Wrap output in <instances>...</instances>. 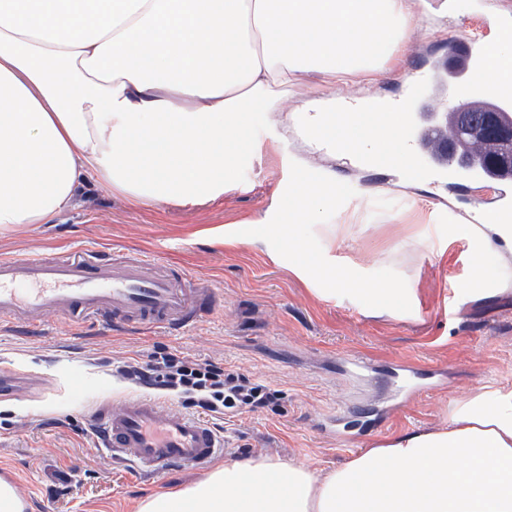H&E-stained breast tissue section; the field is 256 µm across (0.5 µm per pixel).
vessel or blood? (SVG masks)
<instances>
[{
  "instance_id": "b4317fda",
  "label": "vessel or blood",
  "mask_w": 512,
  "mask_h": 512,
  "mask_svg": "<svg viewBox=\"0 0 512 512\" xmlns=\"http://www.w3.org/2000/svg\"><path fill=\"white\" fill-rule=\"evenodd\" d=\"M457 77H449L435 63L429 79L411 76L394 119L410 126L406 145L412 158L410 173H417L418 158L434 152L448 158V142L432 149L424 141L431 129L420 111V98L456 95L461 100L493 105L505 121H512V82L486 83L482 61L484 43L465 34L452 38ZM465 178L494 188L492 203H478L479 221L512 225V177L491 171L479 153L469 155ZM217 306V294L206 280L186 274L175 262H161L150 252L105 256L86 248L70 249L64 256L31 253L25 257L0 256V325L36 332L57 317L73 325L102 323L116 330L166 329L182 331ZM39 377L0 369V398H14L41 386ZM90 420L104 447L146 471L204 470L224 453V439L201 418L177 411L168 402L148 396L127 398L121 405L96 406Z\"/></svg>"
}]
</instances>
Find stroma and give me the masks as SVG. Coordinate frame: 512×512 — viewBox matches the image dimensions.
Here are the masks:
<instances>
[{"label":"stroma","instance_id":"obj_1","mask_svg":"<svg viewBox=\"0 0 512 512\" xmlns=\"http://www.w3.org/2000/svg\"><path fill=\"white\" fill-rule=\"evenodd\" d=\"M427 27V21L415 23L408 53L384 67L371 88L374 97L397 98L407 75L430 73L433 61L447 56V40L430 38ZM252 125L258 139L279 137L282 150L242 161L241 190L221 201L133 204L86 182L67 212L0 233V254L15 257L59 256L73 247L151 249L160 260L185 264L192 275L208 279L224 306L183 333L115 332L91 323L77 330L59 321L35 336L0 328V367L46 379L41 393L0 399V467L18 475L35 512H136L144 495L197 480V473L181 471L140 476L98 447L90 426L100 400L117 403L138 392L116 375L117 362L147 358L158 346L223 359L226 368L282 390L277 411L225 423L229 460L261 453L335 467L396 435L442 427L451 401L488 379L512 381V265L487 260L484 277L501 293L474 297L471 244L448 240L449 225L466 223L475 197L490 195V188L475 184L462 194L444 174L429 171L411 180L401 165L355 166L316 152L296 126L271 125L260 112ZM294 161L355 189L332 218L356 227L354 238L337 246L336 261L363 273H400L410 311L320 296L268 242L245 236L225 244V226L245 230L275 213ZM423 235L433 251L413 250L412 239ZM353 353L371 360L369 374L344 366ZM403 363L441 366L446 374L436 386L400 394L383 378ZM331 415L342 420L335 434L321 428ZM63 480L70 491L55 496Z\"/></svg>","mask_w":512,"mask_h":512}]
</instances>
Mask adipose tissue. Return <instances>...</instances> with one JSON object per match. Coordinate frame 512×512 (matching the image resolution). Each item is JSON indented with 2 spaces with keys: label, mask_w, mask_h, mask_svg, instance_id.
Wrapping results in <instances>:
<instances>
[{
  "label": "adipose tissue",
  "mask_w": 512,
  "mask_h": 512,
  "mask_svg": "<svg viewBox=\"0 0 512 512\" xmlns=\"http://www.w3.org/2000/svg\"><path fill=\"white\" fill-rule=\"evenodd\" d=\"M429 0H0V231L46 223L91 180L134 202L196 205L239 190L250 117L287 121L289 89L320 78L303 132L368 163L406 155L394 120L342 115L347 78L405 55ZM512 254V225L452 224ZM137 512H512V382L451 402L405 433L317 469L230 460Z\"/></svg>",
  "instance_id": "adipose-tissue-1"
}]
</instances>
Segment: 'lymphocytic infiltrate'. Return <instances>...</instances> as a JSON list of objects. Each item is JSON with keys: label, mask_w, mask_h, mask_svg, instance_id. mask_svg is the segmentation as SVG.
I'll return each instance as SVG.
<instances>
[{"label": "lymphocytic infiltrate", "mask_w": 512, "mask_h": 512, "mask_svg": "<svg viewBox=\"0 0 512 512\" xmlns=\"http://www.w3.org/2000/svg\"><path fill=\"white\" fill-rule=\"evenodd\" d=\"M131 384L222 421L244 413L275 410L282 392L227 369L220 360L193 359L166 346L148 361L131 358L117 368Z\"/></svg>", "instance_id": "f902f5d3"}]
</instances>
